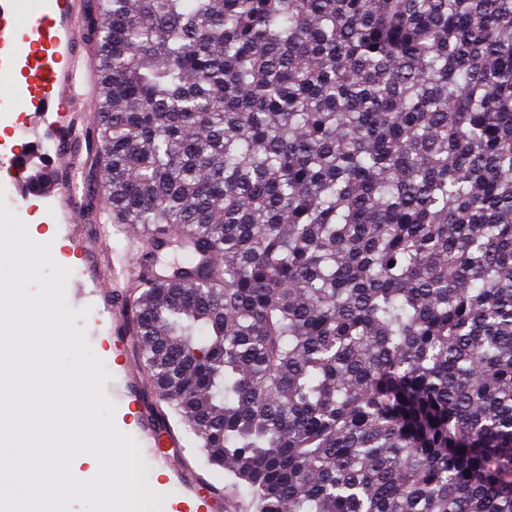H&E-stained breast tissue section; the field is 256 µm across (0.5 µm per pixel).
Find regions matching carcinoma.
I'll list each match as a JSON object with an SVG mask.
<instances>
[{
    "instance_id": "obj_1",
    "label": "carcinoma",
    "mask_w": 512,
    "mask_h": 512,
    "mask_svg": "<svg viewBox=\"0 0 512 512\" xmlns=\"http://www.w3.org/2000/svg\"><path fill=\"white\" fill-rule=\"evenodd\" d=\"M86 37L110 221L185 255L125 330L209 465L258 512H512V0H97Z\"/></svg>"
}]
</instances>
